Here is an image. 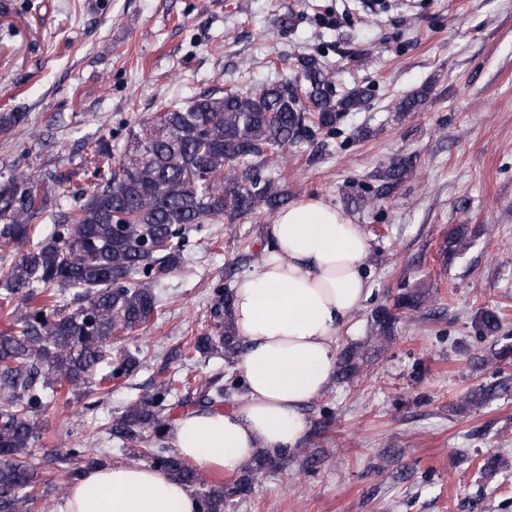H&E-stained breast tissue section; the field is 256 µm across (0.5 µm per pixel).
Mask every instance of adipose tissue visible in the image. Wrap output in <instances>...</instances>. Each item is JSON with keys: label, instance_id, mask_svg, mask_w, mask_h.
<instances>
[{"label": "adipose tissue", "instance_id": "ef3b65f1", "mask_svg": "<svg viewBox=\"0 0 512 512\" xmlns=\"http://www.w3.org/2000/svg\"><path fill=\"white\" fill-rule=\"evenodd\" d=\"M257 267L233 290L232 323L245 348L237 361L244 390L227 408H197L166 426L183 460L234 473L255 456H291L304 447L307 407L334 382L339 330L372 293L364 272L363 225L310 198L279 211L265 227ZM179 477L145 464L85 470L63 512H199Z\"/></svg>", "mask_w": 512, "mask_h": 512}]
</instances>
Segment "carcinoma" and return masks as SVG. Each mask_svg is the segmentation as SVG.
I'll return each instance as SVG.
<instances>
[{"label":"carcinoma","mask_w":512,"mask_h":512,"mask_svg":"<svg viewBox=\"0 0 512 512\" xmlns=\"http://www.w3.org/2000/svg\"><path fill=\"white\" fill-rule=\"evenodd\" d=\"M276 69L294 70L293 80L234 86L223 94H202L174 103L137 123L119 155L104 140L91 148V162L77 171L24 172L0 176V245L26 250L3 274L8 290L24 300H44L13 320L10 334L0 336V512H29L37 485L30 449L43 438L38 414L46 400L61 391L98 382L103 385L129 375L137 360L112 358L107 345L117 333L148 326L157 312L160 275L181 270L189 238L187 227L218 224L247 214H272L284 204L275 181L261 170L277 167L313 128L334 131L364 100L362 90L333 95L332 71L311 54L276 55ZM24 112L0 116V134L24 125ZM411 174L410 163L397 158L380 174L388 185ZM81 176L88 182L84 201L75 207L49 209L52 191ZM51 221L49 232L42 224ZM468 224L456 225L445 239L442 254L453 261L474 243ZM73 294L77 306L63 303ZM233 292L222 285L211 291V332L198 337L199 353H234ZM426 300L421 292L399 295L393 308L373 315L374 335L391 336L398 311H414ZM475 325L480 334L495 336L501 317L487 308ZM359 353L345 352L337 370L346 379L358 370ZM190 401L218 405L224 387L196 390L183 382ZM502 382L467 392L461 408L477 409L507 391ZM177 388L161 382L154 394L130 406L105 427L109 438L126 448L141 443V429L160 432ZM139 456L151 466L192 484L195 472L164 447L144 448ZM80 461L92 468L104 465L92 448H69L45 463L66 471ZM264 463L244 468L227 489L202 495L201 512H218L224 497L245 495Z\"/></svg>","instance_id":"carcinoma-1"}]
</instances>
